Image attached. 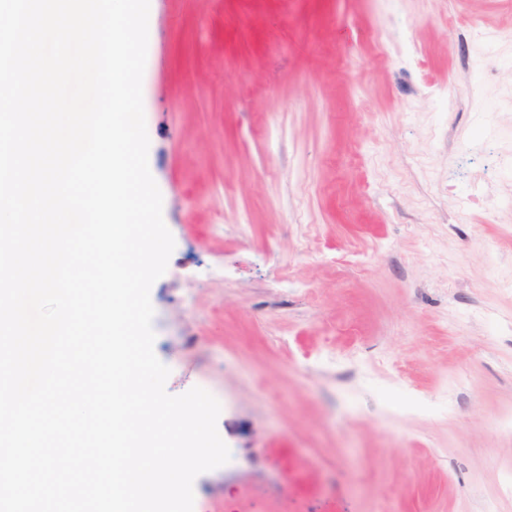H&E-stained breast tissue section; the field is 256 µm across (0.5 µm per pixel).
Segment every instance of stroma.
I'll use <instances>...</instances> for the list:
<instances>
[{
  "label": "stroma",
  "mask_w": 512,
  "mask_h": 512,
  "mask_svg": "<svg viewBox=\"0 0 512 512\" xmlns=\"http://www.w3.org/2000/svg\"><path fill=\"white\" fill-rule=\"evenodd\" d=\"M143 104L193 512H512V0H150Z\"/></svg>",
  "instance_id": "1"
}]
</instances>
